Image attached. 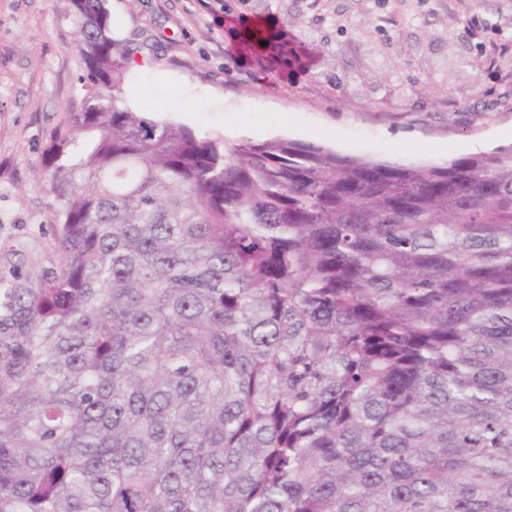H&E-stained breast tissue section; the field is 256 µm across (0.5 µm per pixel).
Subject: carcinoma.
I'll use <instances>...</instances> for the list:
<instances>
[{
    "label": "carcinoma",
    "instance_id": "1",
    "mask_svg": "<svg viewBox=\"0 0 512 512\" xmlns=\"http://www.w3.org/2000/svg\"><path fill=\"white\" fill-rule=\"evenodd\" d=\"M83 107L0 336V512H512V146L412 165Z\"/></svg>",
    "mask_w": 512,
    "mask_h": 512
}]
</instances>
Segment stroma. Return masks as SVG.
I'll return each instance as SVG.
<instances>
[{"label": "stroma", "instance_id": "35a3bbf8", "mask_svg": "<svg viewBox=\"0 0 512 512\" xmlns=\"http://www.w3.org/2000/svg\"><path fill=\"white\" fill-rule=\"evenodd\" d=\"M121 92L197 135L438 164L512 145V0H108ZM270 18L256 52L238 28ZM71 0H0V286L59 253L46 149L82 107Z\"/></svg>", "mask_w": 512, "mask_h": 512}]
</instances>
